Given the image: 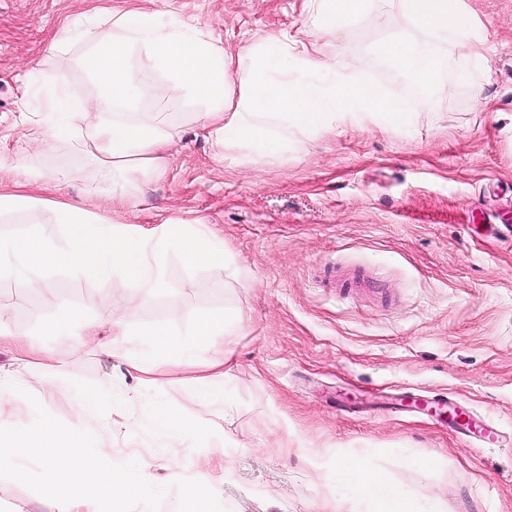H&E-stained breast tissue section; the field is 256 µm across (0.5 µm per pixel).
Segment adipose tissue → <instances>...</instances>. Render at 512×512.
<instances>
[{
	"instance_id": "adipose-tissue-1",
	"label": "adipose tissue",
	"mask_w": 512,
	"mask_h": 512,
	"mask_svg": "<svg viewBox=\"0 0 512 512\" xmlns=\"http://www.w3.org/2000/svg\"><path fill=\"white\" fill-rule=\"evenodd\" d=\"M369 12L401 21L400 37L383 44L379 55L406 74L412 88L407 97L389 95L366 78L365 60L346 54L347 26ZM304 14L311 24L305 34L266 33L234 54L206 22L175 13L163 19L139 6H104L74 18L79 37L65 27L50 44L51 61L39 77L45 103L25 137L53 151L85 154L110 173L107 196L132 204L145 182L167 171L174 138L169 123L141 108L150 89L137 86L140 72L164 74L172 98L194 102L193 117L217 154L270 164L301 153L306 137L339 126L404 134L413 115L435 111L447 50L473 71H487L485 40L465 0H304ZM73 64L92 76V88L73 80ZM7 167L22 171L26 191L0 193V214L33 206L36 190L79 176L75 170L49 171L22 159H0V170ZM240 331L234 318L207 315L198 321L195 344L174 347L157 329L148 349L128 355L126 362L139 384L148 387L165 360L191 361ZM336 479L375 512H415L404 490L366 469L360 458L337 466Z\"/></svg>"
}]
</instances>
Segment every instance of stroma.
I'll list each match as a JSON object with an SVG mask.
<instances>
[{
    "label": "stroma",
    "instance_id": "stroma-1",
    "mask_svg": "<svg viewBox=\"0 0 512 512\" xmlns=\"http://www.w3.org/2000/svg\"><path fill=\"white\" fill-rule=\"evenodd\" d=\"M146 4L165 15L207 22L225 49L256 33L304 29L303 0H110ZM491 52L482 83L485 111L447 54L436 113L419 114L407 134L383 129L330 132L287 161L216 159L201 129L186 122L165 77L146 71L144 109L183 131L166 176L143 186L131 211L113 207L105 178L64 150L34 165L81 170L39 205L6 214L12 229L42 225L62 240L55 202L111 214L147 228L199 219L224 237L229 270L188 271L167 259L168 293H147L106 276L57 274L36 291L0 278V327L44 349L0 423L30 425L33 402L97 437L106 460H137L165 487L159 512H365L337 485V461L362 457L416 500L423 512H512V240L475 235L480 216L512 225V0H466ZM96 0H0V157L22 148L25 123L42 103L39 70L51 39ZM398 20L369 13L349 29V54L372 79L404 96L406 78L378 55ZM366 287L347 289V274ZM131 343L166 330L179 346L195 341L204 315L234 314L243 333L224 339L233 353L224 392L198 399L192 365L166 367L140 388L121 353L74 345L53 330L61 309L105 320L121 300ZM452 392L495 422L502 447H481L426 418L383 408L402 393ZM92 395V409L76 412ZM193 424L168 437L155 414ZM222 431H215V422ZM416 459L413 467L405 459ZM199 486L196 496L187 484ZM0 512H56L13 480H0Z\"/></svg>",
    "mask_w": 512,
    "mask_h": 512
}]
</instances>
